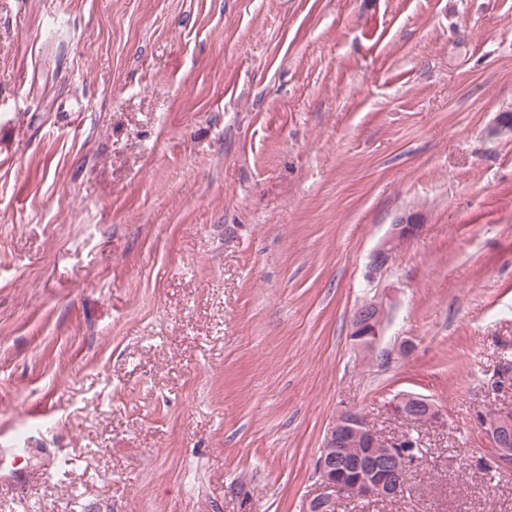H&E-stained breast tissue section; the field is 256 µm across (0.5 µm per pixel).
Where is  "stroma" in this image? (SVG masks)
I'll use <instances>...</instances> for the list:
<instances>
[{
    "mask_svg": "<svg viewBox=\"0 0 512 512\" xmlns=\"http://www.w3.org/2000/svg\"><path fill=\"white\" fill-rule=\"evenodd\" d=\"M510 111L512 0H0V512H301L348 408L425 459L338 512H512ZM421 228L420 224H413L408 219L391 224L390 231L373 249L369 257L366 278L370 283L374 282L378 275L388 268L395 252L416 236ZM370 302V304H369ZM369 305L359 306L351 318V339L358 351L372 357L381 336V329L388 316L389 298L376 294ZM395 412L402 419H417L418 423H427L438 417V409L425 396L402 394L393 402ZM488 410V409H487ZM482 412L479 423L481 431L489 440L492 447V459L501 472L512 471V413L491 411L492 417Z\"/></svg>",
    "mask_w": 512,
    "mask_h": 512,
    "instance_id": "obj_1",
    "label": "stroma"
}]
</instances>
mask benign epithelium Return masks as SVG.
Returning a JSON list of instances; mask_svg holds the SVG:
<instances>
[{
  "label": "benign epithelium",
  "mask_w": 512,
  "mask_h": 512,
  "mask_svg": "<svg viewBox=\"0 0 512 512\" xmlns=\"http://www.w3.org/2000/svg\"><path fill=\"white\" fill-rule=\"evenodd\" d=\"M422 228L410 220H400L391 225L390 231L373 249L367 265L366 278L374 282L386 270L395 252L407 241L416 236ZM389 298L375 295L370 304L358 307L351 318V339L358 351L370 358L373 356L381 336V329L387 319ZM395 412L403 419H417L427 423L438 417V409L425 396L402 394L393 402ZM480 429L492 447V459L500 471H512V413L483 414ZM409 437L386 435L372 427L364 415L358 411H344L330 423L323 448L315 461L318 477V490L303 505L302 512H336V496L352 490L353 494L367 502L387 500L400 494L401 480L407 471L392 468L388 459L396 458L406 464L417 461V456L408 449H402ZM363 445L369 448L367 455L375 460V466H360L355 470L356 481L349 487L343 482L348 474L343 466L344 459L355 453V448Z\"/></svg>",
  "instance_id": "7a95c632"
}]
</instances>
